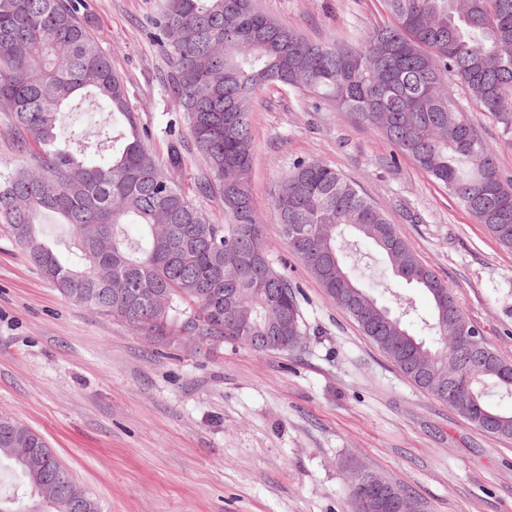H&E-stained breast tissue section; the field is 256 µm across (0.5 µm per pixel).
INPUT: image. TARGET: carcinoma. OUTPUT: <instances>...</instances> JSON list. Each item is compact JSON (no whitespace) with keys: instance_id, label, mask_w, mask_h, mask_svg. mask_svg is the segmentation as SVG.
Segmentation results:
<instances>
[{"instance_id":"cac0c4a2","label":"carcinoma","mask_w":512,"mask_h":512,"mask_svg":"<svg viewBox=\"0 0 512 512\" xmlns=\"http://www.w3.org/2000/svg\"><path fill=\"white\" fill-rule=\"evenodd\" d=\"M391 21L346 41L310 42L257 11L253 0H163L150 37L172 60L168 88L188 134L169 131L167 159L149 153L123 78L85 20L86 0H0V112L9 114L28 160L0 168V223L29 261L69 301L155 335L241 343L290 352L307 340L297 284L275 268L252 207L256 91L288 85L331 102L380 132L448 188L505 247L512 248V178L496 149L453 100L465 89L512 137V0H384ZM90 101L101 113L97 138L61 144L59 117ZM93 154L87 165L79 156ZM201 158L196 193L217 195L215 223L183 191L187 164ZM273 209L288 249L336 307L346 312L415 386L436 395L448 372H421L423 353L442 355L470 327L461 309L448 318V289L379 211L332 168L299 160L279 182ZM53 217L74 259L64 263L44 240ZM141 226L132 237L127 226ZM355 234L372 242L395 276L432 304L419 332L378 304L344 261ZM464 406L484 431L512 436V411L489 390L512 397V364L461 357ZM38 448L22 458L16 448ZM13 462L31 491L49 472L67 473L37 431L0 417V460ZM349 479L352 512H386L363 482ZM24 512H72L68 501L34 498Z\"/></svg>"}]
</instances>
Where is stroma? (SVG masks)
Listing matches in <instances>:
<instances>
[{"label": "stroma", "instance_id": "35a3bbf8", "mask_svg": "<svg viewBox=\"0 0 512 512\" xmlns=\"http://www.w3.org/2000/svg\"><path fill=\"white\" fill-rule=\"evenodd\" d=\"M160 0H88L91 31L125 80L167 158L170 63L145 30ZM323 44L388 21L382 0H254ZM455 98L502 172L512 139L463 90ZM251 197L274 265L301 291L309 340L258 353L231 342L147 336L66 300L0 224V416L38 430L103 512H350L347 472L363 465L428 512H512V438L467 423L411 384L337 309L288 248L273 212L295 161L335 169L453 289L483 341L512 362V249L447 188L350 113L270 84L252 100ZM356 274L376 295L431 302L395 277L372 244L351 239Z\"/></svg>", "mask_w": 512, "mask_h": 512}]
</instances>
